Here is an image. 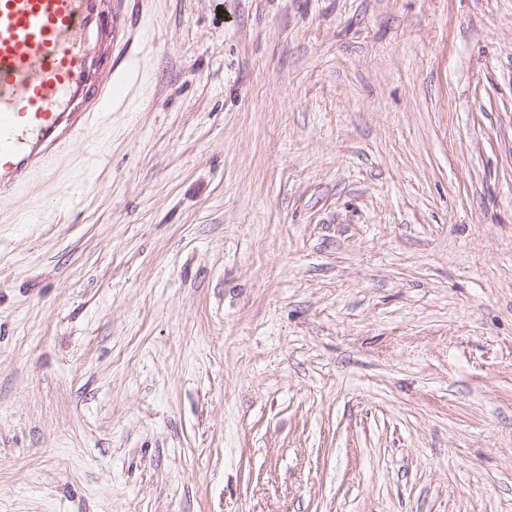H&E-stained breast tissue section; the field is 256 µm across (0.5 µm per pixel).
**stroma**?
Here are the masks:
<instances>
[{
  "mask_svg": "<svg viewBox=\"0 0 512 512\" xmlns=\"http://www.w3.org/2000/svg\"><path fill=\"white\" fill-rule=\"evenodd\" d=\"M128 12L0 204V512H512V0Z\"/></svg>",
  "mask_w": 512,
  "mask_h": 512,
  "instance_id": "obj_1",
  "label": "stroma"
}]
</instances>
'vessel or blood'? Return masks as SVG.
I'll return each mask as SVG.
<instances>
[{"label": "vessel or blood", "mask_w": 512, "mask_h": 512, "mask_svg": "<svg viewBox=\"0 0 512 512\" xmlns=\"http://www.w3.org/2000/svg\"><path fill=\"white\" fill-rule=\"evenodd\" d=\"M127 0H0V203L88 147L134 85Z\"/></svg>", "instance_id": "b4317fda"}]
</instances>
